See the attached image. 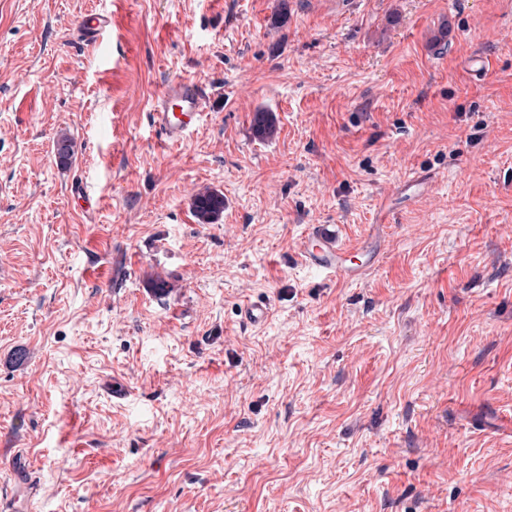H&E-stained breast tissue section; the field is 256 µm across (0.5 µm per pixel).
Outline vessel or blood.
I'll return each mask as SVG.
<instances>
[{"mask_svg": "<svg viewBox=\"0 0 512 512\" xmlns=\"http://www.w3.org/2000/svg\"><path fill=\"white\" fill-rule=\"evenodd\" d=\"M111 22V13L94 12L80 21L78 31L86 45L96 50ZM207 100L208 92L202 83L185 79L168 82L153 101L152 124L168 143H185L202 121ZM297 257L306 266L346 283L365 275L378 254L366 244H341L328 225L317 224L301 239Z\"/></svg>", "mask_w": 512, "mask_h": 512, "instance_id": "b4317fda", "label": "vessel or blood"}]
</instances>
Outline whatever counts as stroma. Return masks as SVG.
<instances>
[{"mask_svg": "<svg viewBox=\"0 0 512 512\" xmlns=\"http://www.w3.org/2000/svg\"><path fill=\"white\" fill-rule=\"evenodd\" d=\"M19 452L31 512H512V0H0V512ZM112 15L107 11L93 12L80 21L79 34L86 45L92 50L101 47V39L111 26ZM208 97L202 83L185 79L168 82L153 101L152 125L168 143L183 144L203 120ZM193 210L198 223H216L224 213V194L216 190L199 193L193 200ZM299 261L338 282H355L374 266L378 253L361 243L348 246L339 243L327 224H315L300 241Z\"/></svg>", "mask_w": 512, "mask_h": 512, "instance_id": "1", "label": "stroma"}]
</instances>
